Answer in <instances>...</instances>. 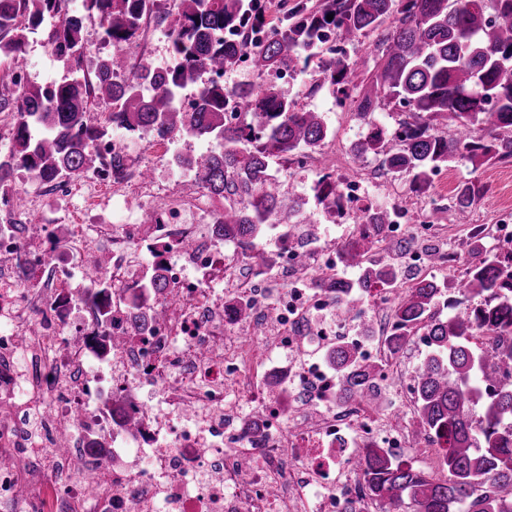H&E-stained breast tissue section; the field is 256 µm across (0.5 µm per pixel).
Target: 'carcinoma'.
I'll use <instances>...</instances> for the list:
<instances>
[{"label": "carcinoma", "instance_id": "cac0c4a2", "mask_svg": "<svg viewBox=\"0 0 512 512\" xmlns=\"http://www.w3.org/2000/svg\"><path fill=\"white\" fill-rule=\"evenodd\" d=\"M67 2L0 0V49L13 69L23 68L28 37L48 18L59 19L48 38L51 52L76 57L81 28L61 18ZM153 5L154 0H81L83 11L99 18L104 41L132 54ZM166 18L170 61L164 66L142 60L114 82L108 58L91 79L75 69L46 85L0 86V112L16 118L11 162H0L1 185L17 168L46 185L104 164L122 176L131 168L128 154L117 152L105 161L96 152L99 141L119 131L211 140L217 147L192 157L186 170L208 194L224 199L215 236L236 242L242 258L264 265L266 252L257 246L270 225L308 221L303 202L281 190L272 163L317 150L329 129L321 113L298 107L274 85L225 87L224 70L247 61L261 74L294 71L317 56L321 82L336 88L340 102L352 99L357 117L370 127L353 162L377 156L381 169L409 176L423 192L432 187L433 175L458 159L475 169L512 163V0H322L314 10L294 8L283 27L245 0H173ZM376 31L380 36L367 50L374 65L363 70L345 46ZM188 90L194 99L190 112L178 105ZM380 97L401 111L394 150L386 149L376 124ZM95 98L111 103L112 110L92 111ZM229 104L242 116L234 125L224 122ZM448 126L452 135L439 131ZM319 184L323 209L338 205L340 185L330 173ZM483 193L475 182L456 187L448 205L456 223H469ZM390 216L388 207L374 205L356 221L381 227ZM377 243L362 237L346 245L344 268L355 271V278L318 279L335 294L336 315H347L376 288L399 287L403 271L374 258ZM469 255L463 279H419L393 306V352L408 345L409 332L428 336L412 372V444L439 441L443 476L382 448L365 449L356 467L362 496L375 512H512V382L497 378L500 369L512 368V350H489L479 340L489 333L512 336V267H504L474 231ZM142 288L146 297L135 299L134 314L140 325L168 283L151 267ZM334 358L346 396L378 404L377 370L358 364L344 343Z\"/></svg>", "mask_w": 512, "mask_h": 512}]
</instances>
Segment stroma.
Here are the masks:
<instances>
[{
	"instance_id": "stroma-1",
	"label": "stroma",
	"mask_w": 512,
	"mask_h": 512,
	"mask_svg": "<svg viewBox=\"0 0 512 512\" xmlns=\"http://www.w3.org/2000/svg\"><path fill=\"white\" fill-rule=\"evenodd\" d=\"M102 29L99 24L85 27L82 35V48L78 61H71L54 55L48 48L42 34L30 36L25 46L27 71L31 83L44 85L68 75L72 66H79L81 73L93 75L96 69L95 53L103 46ZM226 86L235 87L250 84L258 88L276 85L293 99L299 107L312 109L324 114L331 129L329 137L318 154L319 164L314 168L295 169L286 165L274 164L273 172L282 182L288 194L301 197L305 211L312 223L318 224L322 239L338 244L342 241L343 229L339 225L326 223L324 211L317 203V187L323 169L339 172L351 169L369 179L375 188L374 202L391 204L402 201L407 205L415 220H426L437 225L442 232L440 247L455 250L461 246L465 236V226L454 223L448 209V201L455 188L462 182L472 180L484 185L485 191L472 208L470 222L474 224L499 223L501 215L497 210L499 202L512 203V166L502 165L498 170L490 168L472 169L469 163L458 161L443 171L440 181L434 182L430 193L423 194L413 189L403 175H375L378 164L375 157H367L360 167H353L350 160V146L360 139L365 129L358 119L353 106L337 110L336 95L332 87L320 84L315 67L298 71L291 75L275 76L257 74L248 63H240L224 74ZM206 143L188 137H175L162 149L150 148L145 140L135 136L127 141V151L133 161L134 170L149 169L156 189L157 202L167 197L181 195L182 190L170 171L173 153L194 155L206 150ZM13 183L26 199L22 211L27 223H43L45 217L54 218L58 236L68 234V226L85 221V198L89 192L84 182H77L75 194L69 203H58L47 195L40 183L28 172H15Z\"/></svg>"
}]
</instances>
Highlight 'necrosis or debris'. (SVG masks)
Wrapping results in <instances>:
<instances>
[{"label": "necrosis or debris", "instance_id": "4bbe7bcc", "mask_svg": "<svg viewBox=\"0 0 512 512\" xmlns=\"http://www.w3.org/2000/svg\"><path fill=\"white\" fill-rule=\"evenodd\" d=\"M339 181L341 207L327 223L347 225L352 239L403 244L402 261L422 273L443 258L457 265L434 249L435 225L411 226L399 203L383 229L353 223L366 189L349 174ZM156 212L153 224L98 213L95 223L72 225L64 252L0 223V504L21 512H345L359 494L354 461L364 449L410 451L411 380L388 346L395 322L384 316L397 291L379 289L359 304L373 321L367 340L355 318L323 317L333 296L315 276L342 267V248L278 224L273 265L243 275L236 248L212 233L221 207L200 223L174 202ZM146 246L162 260L169 292L157 302L160 318L137 328L130 303ZM96 253L107 261L102 295L85 270ZM37 270L48 283L31 279ZM275 273L285 286L272 296L265 284ZM243 301L271 316L266 346L232 322ZM339 341L380 367L397 417L341 400L335 368L315 353ZM62 434L64 453L55 445Z\"/></svg>", "mask_w": 512, "mask_h": 512}]
</instances>
